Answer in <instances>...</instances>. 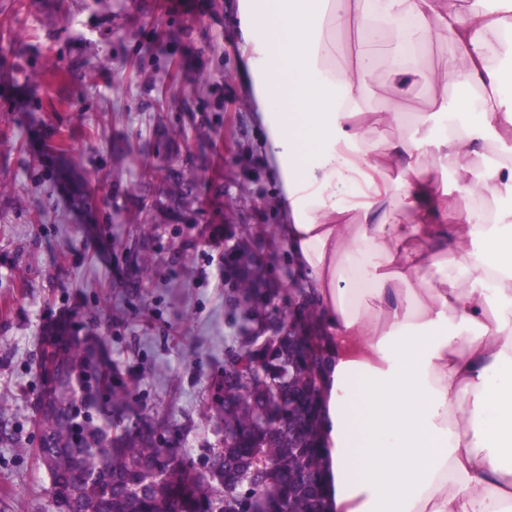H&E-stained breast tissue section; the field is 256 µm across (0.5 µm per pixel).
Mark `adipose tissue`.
Listing matches in <instances>:
<instances>
[{
	"label": "adipose tissue",
	"instance_id": "1",
	"mask_svg": "<svg viewBox=\"0 0 512 512\" xmlns=\"http://www.w3.org/2000/svg\"><path fill=\"white\" fill-rule=\"evenodd\" d=\"M238 20L281 233L329 327L331 512H512V210L437 177L456 160L468 186L465 160L512 142V0H240ZM394 78L424 83L433 125L362 106Z\"/></svg>",
	"mask_w": 512,
	"mask_h": 512
}]
</instances>
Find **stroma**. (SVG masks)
<instances>
[{"label": "stroma", "instance_id": "stroma-1", "mask_svg": "<svg viewBox=\"0 0 512 512\" xmlns=\"http://www.w3.org/2000/svg\"><path fill=\"white\" fill-rule=\"evenodd\" d=\"M238 9L0 0V512H52L35 403L57 325L106 345L158 438L203 464L224 436L214 385L246 324L227 239L260 235L268 275L296 280Z\"/></svg>", "mask_w": 512, "mask_h": 512}]
</instances>
